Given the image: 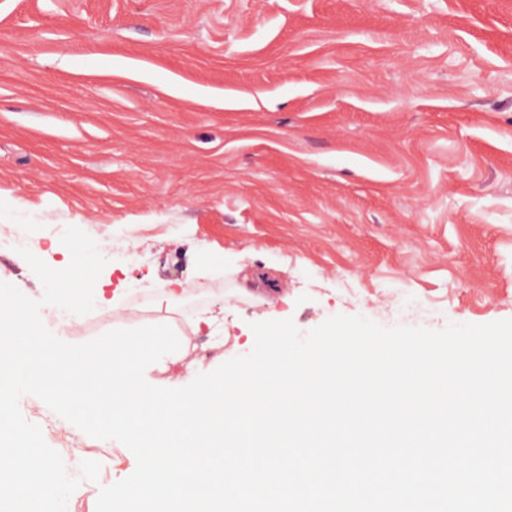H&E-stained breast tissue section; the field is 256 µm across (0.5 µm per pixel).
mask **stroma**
Listing matches in <instances>:
<instances>
[{"mask_svg": "<svg viewBox=\"0 0 512 512\" xmlns=\"http://www.w3.org/2000/svg\"><path fill=\"white\" fill-rule=\"evenodd\" d=\"M49 267L75 226L121 305L43 322L68 343L197 296L228 340L196 337L178 388L249 354L252 323L335 315L444 329L512 319V0H0V227ZM263 272L284 297L226 304ZM0 282L41 298L17 251ZM69 439L67 512H96L132 452L19 402ZM189 288H158L153 296L152 304L158 311L171 312L175 309L176 301L192 299Z\"/></svg>", "mask_w": 512, "mask_h": 512, "instance_id": "stroma-1", "label": "stroma"}]
</instances>
